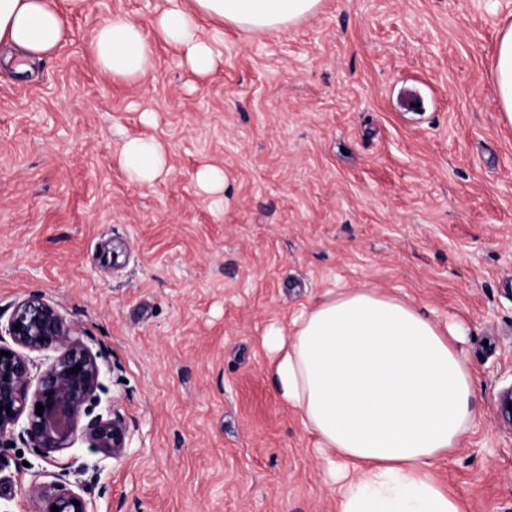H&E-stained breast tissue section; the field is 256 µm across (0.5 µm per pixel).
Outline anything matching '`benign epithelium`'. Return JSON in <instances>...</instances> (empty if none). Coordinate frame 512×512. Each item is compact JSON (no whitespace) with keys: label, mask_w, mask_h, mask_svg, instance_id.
<instances>
[{"label":"benign epithelium","mask_w":512,"mask_h":512,"mask_svg":"<svg viewBox=\"0 0 512 512\" xmlns=\"http://www.w3.org/2000/svg\"><path fill=\"white\" fill-rule=\"evenodd\" d=\"M20 329H14V326ZM6 332L13 346L0 345V445L14 435L16 427L34 447L46 454L74 445L82 431L91 445L106 457L125 448L126 428L118 416L94 413L103 390L101 368L96 357L59 311L40 296H30L15 304ZM53 352L47 368L32 376L33 360L20 350ZM80 370H74L75 366ZM44 407L36 414V405ZM10 411H5V407ZM498 420L512 428V385L502 389L496 401ZM89 421L79 426L82 418ZM24 494L41 505L39 512H90L88 502L78 492L60 486L32 484ZM80 506H75L73 501Z\"/></svg>","instance_id":"benign-epithelium-1"}]
</instances>
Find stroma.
Masks as SVG:
<instances>
[{"instance_id": "1", "label": "stroma", "mask_w": 512, "mask_h": 512, "mask_svg": "<svg viewBox=\"0 0 512 512\" xmlns=\"http://www.w3.org/2000/svg\"><path fill=\"white\" fill-rule=\"evenodd\" d=\"M60 7L68 41L31 77L0 69V326L41 296L102 369L126 448L0 446V512L64 485L91 512H337L310 435L265 374V330L333 288L409 299L459 334L475 421L436 477L464 512H512V125L491 65L512 0H322L285 32L224 28L200 77L176 49L113 78L91 43L114 13ZM170 171L131 183L126 137ZM224 172V205L196 182Z\"/></svg>"}]
</instances>
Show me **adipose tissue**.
<instances>
[{
  "label": "adipose tissue",
  "instance_id": "1",
  "mask_svg": "<svg viewBox=\"0 0 512 512\" xmlns=\"http://www.w3.org/2000/svg\"><path fill=\"white\" fill-rule=\"evenodd\" d=\"M321 0H166L152 25L183 63L204 76L222 62L224 27L282 32L314 15ZM69 36L58 0H0V67L31 73ZM92 52L102 70L133 80L155 62L143 25L127 15L99 26ZM492 79L512 124V24L500 33ZM119 162L131 182L169 172L157 141L129 137ZM457 337L412 302L376 289H334L288 329L263 336L266 374L324 454L339 512H463L435 476L475 414L474 373Z\"/></svg>",
  "mask_w": 512,
  "mask_h": 512
}]
</instances>
